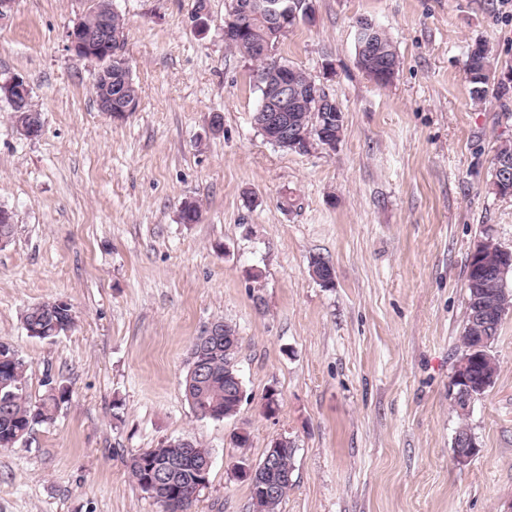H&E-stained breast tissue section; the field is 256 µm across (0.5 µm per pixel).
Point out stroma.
<instances>
[{"label":"stroma","mask_w":512,"mask_h":512,"mask_svg":"<svg viewBox=\"0 0 512 512\" xmlns=\"http://www.w3.org/2000/svg\"><path fill=\"white\" fill-rule=\"evenodd\" d=\"M112 5L139 92L118 120L98 109L97 63L67 48L81 0H14L0 20V78H25L43 120L24 138L0 99V208L14 219L0 342L25 360L28 393L48 378L70 392L54 422L0 450V512H157L127 463L178 439L212 456L192 512H252L236 467L280 435L296 446L280 512H512V308L494 385L463 421L449 396L471 255L486 239L512 249V196L490 190L512 105L473 100L464 72L477 42L512 68V0H315L277 53L326 85L344 126L306 153L255 127L257 65L224 42L225 0ZM363 18L400 55L388 85L356 65ZM187 199L198 223L178 218ZM57 297L75 327L28 336L24 311ZM217 320L239 336L245 395L234 417L202 420L183 380ZM463 423L477 451L460 463Z\"/></svg>","instance_id":"obj_1"}]
</instances>
